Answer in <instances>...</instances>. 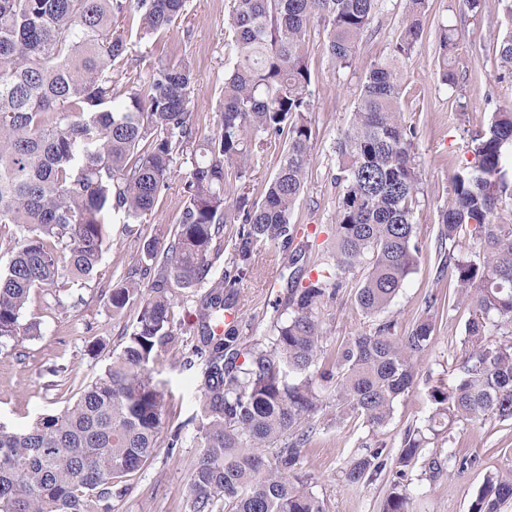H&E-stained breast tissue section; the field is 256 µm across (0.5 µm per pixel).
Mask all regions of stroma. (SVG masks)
<instances>
[{
	"mask_svg": "<svg viewBox=\"0 0 512 512\" xmlns=\"http://www.w3.org/2000/svg\"><path fill=\"white\" fill-rule=\"evenodd\" d=\"M405 10V0H382L351 67L345 69L336 68L325 51V25L314 24L306 35L314 135L305 192L291 222L298 238L311 241L313 248L299 256L290 246L262 248L256 270L237 284L235 305L226 314L237 330L240 350L273 335L290 278L304 280L316 274L318 260L332 239L334 144L349 123L362 75L371 60L389 53ZM231 11V0H186L165 34L143 35L135 15L115 25L128 39L126 68L132 75H147L158 63L192 66L191 112L202 137L216 129L224 74L233 62ZM442 23L459 34L451 60L456 73L452 86L441 85L435 75L436 34ZM509 30L512 19L494 0L479 14L471 12L465 0H430L423 37L402 67L400 109L406 124L416 130L411 150L419 172V193L412 223L422 252L387 315L396 320L399 333H407L423 315L426 297L437 295L435 339L417 357L412 391L396 402L381 430H372L359 419L336 421L329 407L319 411L317 433L301 448L300 460L309 490L324 500L327 512H380L394 466H387L375 480L351 485L345 480L348 462L377 441L384 442L389 453H396L406 429L422 425L431 413L428 392L433 381L442 377L453 383L459 377L456 364L467 346L465 325L470 308L459 300L457 284L446 267L472 255L474 248L463 229L454 241L439 245L440 210L452 195L453 175L474 161L469 149L472 133L485 127L494 112L512 110V77L501 78L497 55V41ZM190 170L189 156H181L167 191L143 223L109 225L97 276L68 283L53 294L33 292L23 318L39 321L40 336L0 341V424L23 430L41 415L60 412L120 352L138 309L133 306L113 314L109 294L145 241H164L172 235L184 207L183 184ZM363 277L360 269L346 273L343 290L321 309L325 356H334L344 339L376 325L354 303ZM174 312L184 341L159 349L149 364L154 382L165 395L162 444L148 465L132 477L128 492L116 500L114 512H186L190 477L201 445L197 426L204 365L190 350L201 341L195 301H180ZM464 456L474 459V466L460 469L457 460ZM434 458L441 461L444 474L432 482L423 470ZM510 474L512 419L490 418L455 424L435 444L421 449L407 469L405 483L412 512H469L488 476Z\"/></svg>",
	"mask_w": 512,
	"mask_h": 512,
	"instance_id": "stroma-1",
	"label": "stroma"
}]
</instances>
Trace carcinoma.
<instances>
[{
    "instance_id": "cac0c4a2",
    "label": "carcinoma",
    "mask_w": 512,
    "mask_h": 512,
    "mask_svg": "<svg viewBox=\"0 0 512 512\" xmlns=\"http://www.w3.org/2000/svg\"><path fill=\"white\" fill-rule=\"evenodd\" d=\"M380 0H234L229 28L234 59L224 75L217 130L201 140L190 112L193 71L159 64L118 90L129 46L114 21L135 12L140 30L164 34L184 0H0V226L15 227L0 271V339L40 335L22 322L31 292L63 288L97 273L106 224H137L168 188L180 156H193L185 205L166 247L149 240L112 288V313L138 306L136 323L104 373L77 400L25 430L0 425V512H113L127 482L160 448L163 393L148 365L177 339L174 296L207 289L197 316L207 336L192 353L205 358L198 427L201 446L188 489V512H326L304 484L300 448L315 436L319 393L330 392L336 418L384 427L415 383L414 356L433 341L431 318L407 334L380 321L339 347L321 367V306L335 298L343 274L366 275L354 302L368 318L386 313L414 271L420 247L411 215L419 192L411 154L415 128L399 106V72L422 37L429 0H407L389 54L363 76L351 122L335 145L338 188L334 246L317 276L290 282L286 317L267 341L243 353L224 322L233 288L253 271L260 247L294 240L291 217L304 192L313 140L311 72L305 35L327 24L325 49L339 69L351 65ZM454 30L441 26L438 79L456 82L448 54ZM501 70L512 77V31L499 42ZM474 164L453 176L440 210L439 242L469 229L474 258L454 263L462 299L473 313L461 376L429 389L433 413L401 441L398 481L382 512H409L401 479L428 437L460 420L512 418V340L491 345L489 327L512 335V224L496 214L512 207L504 147L512 145V110L496 112L472 139ZM282 146L261 199L228 201L227 187L272 146ZM112 215V221L106 215ZM231 249L221 272L215 265ZM150 281L144 289V281ZM273 448L272 455L263 449ZM385 446L351 460V484L380 474ZM512 477L487 478L470 512H501Z\"/></svg>"
}]
</instances>
